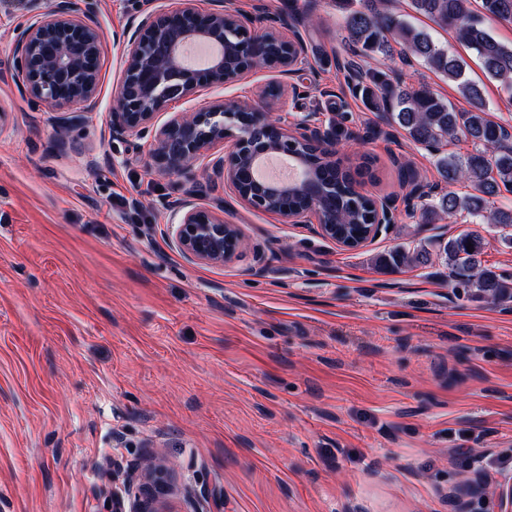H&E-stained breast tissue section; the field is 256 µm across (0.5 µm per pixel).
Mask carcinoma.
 <instances>
[{
	"label": "carcinoma",
	"instance_id": "carcinoma-1",
	"mask_svg": "<svg viewBox=\"0 0 512 512\" xmlns=\"http://www.w3.org/2000/svg\"><path fill=\"white\" fill-rule=\"evenodd\" d=\"M346 10L344 40L357 56L387 60L395 52H409L431 71L453 84L468 107L458 109L428 86L407 87L391 80L384 71L365 70L355 60L344 62L353 73L354 89L372 99L377 110L387 114V124L398 125L410 141L434 150L462 135L473 144L466 154L441 153L436 168L441 179L452 185L467 182L472 192L460 196L449 190L435 194L422 204L421 218L427 224L453 221L463 215L477 223L489 221L512 227V208L493 206V199L512 189V143L507 131L488 116L481 87L464 78L463 63L440 47L424 31L410 25L390 10L385 0H337ZM412 10L453 32L480 58L487 76L512 91V45L496 39L484 25L489 16L512 22V0H481V13L470 8V0H410ZM300 152L312 159L310 188L324 209L336 216V241L362 237L372 224L371 200L357 191L356 181L341 167L323 160L311 147L301 144ZM268 205L285 212L305 207L306 197L280 194ZM448 265V278L474 287L494 301H512V287L506 279L481 265L484 240L477 234L460 232L446 240L430 243ZM426 242L401 245L381 258L385 269L420 267L431 260ZM472 246L474 251L467 250Z\"/></svg>",
	"mask_w": 512,
	"mask_h": 512
}]
</instances>
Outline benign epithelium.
Segmentation results:
<instances>
[{
    "label": "benign epithelium",
    "mask_w": 512,
    "mask_h": 512,
    "mask_svg": "<svg viewBox=\"0 0 512 512\" xmlns=\"http://www.w3.org/2000/svg\"><path fill=\"white\" fill-rule=\"evenodd\" d=\"M229 17L252 41L280 38L277 29L280 21L269 26L267 32L255 34L249 16L225 5L224 0H214V8L207 12L198 11L190 2L176 11H151L131 30L116 36L124 47L126 70L112 110V136L141 138L152 133L155 165L191 183L206 175V170H196V163L213 144L230 138L232 150L217 161L216 168L242 200L263 210L269 187L259 184L255 191L244 194L237 181L241 158L254 160L270 150L260 132L270 126L280 127L283 143L276 150L290 155L296 154L291 147L296 140L326 147L333 145L332 132L308 126L291 131L279 126L280 119L270 112L224 104L191 113L176 112L159 128L153 124L156 113L195 93L204 84L224 83L275 64L274 60L243 46L237 56H221L203 69L187 70L178 65L176 52L184 43L201 40L224 45V22ZM14 43L11 69L31 103L56 108L72 103L86 109L94 106L100 74V35L89 9L79 6L76 0H54L51 10L32 15L26 24L15 29ZM284 44L287 61L279 64V73L286 79L304 55L305 44L298 34ZM172 211L176 242L186 258L211 264H226L237 258L241 243L235 225L224 223L212 211L189 200L172 206ZM376 211L373 237L392 225L391 201L376 204ZM312 215L317 218V231L322 235L326 225L335 221V216L321 210L313 195L308 208L288 216V221L300 223ZM119 475L126 486H138L142 498L128 509L123 496L114 492L112 512H167L166 496L171 485L164 466L150 464L142 470L133 467L121 474L112 473L114 478ZM480 492V486L463 479L456 488L461 509H466Z\"/></svg>",
    "instance_id": "1"
}]
</instances>
